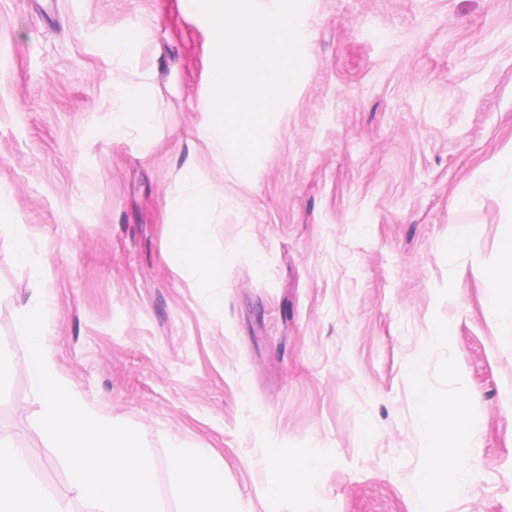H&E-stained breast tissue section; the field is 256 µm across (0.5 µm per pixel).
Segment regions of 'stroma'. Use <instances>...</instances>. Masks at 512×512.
Masks as SVG:
<instances>
[{
	"label": "stroma",
	"mask_w": 512,
	"mask_h": 512,
	"mask_svg": "<svg viewBox=\"0 0 512 512\" xmlns=\"http://www.w3.org/2000/svg\"><path fill=\"white\" fill-rule=\"evenodd\" d=\"M302 69L250 172L203 138L215 27L196 0H0V189L44 262L60 374L139 431L162 512L167 443L214 452L246 512H416L414 389L474 421L435 512H512V329L485 276L512 230V0H306ZM115 29L135 48L106 50ZM151 132L113 130L129 92ZM215 189L205 297L170 253L186 174ZM27 270L0 241V431L68 494L34 433L15 326ZM309 497L267 487L309 450Z\"/></svg>",
	"instance_id": "stroma-1"
}]
</instances>
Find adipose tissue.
<instances>
[{"mask_svg": "<svg viewBox=\"0 0 512 512\" xmlns=\"http://www.w3.org/2000/svg\"><path fill=\"white\" fill-rule=\"evenodd\" d=\"M190 188L181 210L180 224L174 225L171 251L182 269L207 297L218 296L224 288V267L231 257L208 251V200L212 186L186 175ZM421 408L422 434L430 452L431 463L421 477L424 488L419 497L418 512H428V502L448 489L458 487L465 479L470 460L468 447L461 442L470 425L459 420L458 407L436 399L427 392H418ZM27 449L9 436L0 434V512H69L65 499L48 492L28 469ZM454 467H447V459ZM174 488L180 503L179 512H244L242 506H228L224 498V471L215 466L207 448H191L179 440L168 445ZM327 464L326 457L310 451L291 468L280 473L266 490L268 496L285 499L302 496L311 490L310 476Z\"/></svg>", "mask_w": 512, "mask_h": 512, "instance_id": "obj_1", "label": "adipose tissue"}]
</instances>
